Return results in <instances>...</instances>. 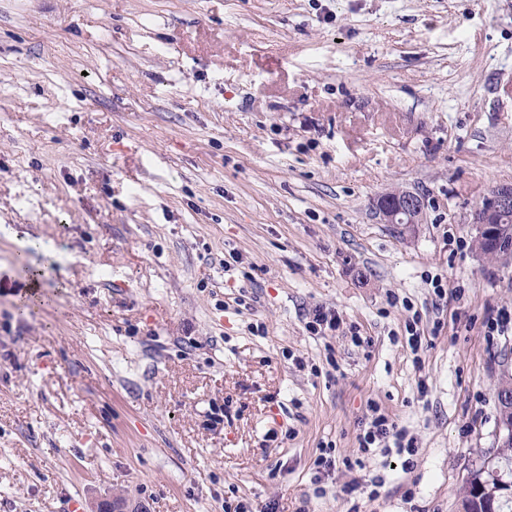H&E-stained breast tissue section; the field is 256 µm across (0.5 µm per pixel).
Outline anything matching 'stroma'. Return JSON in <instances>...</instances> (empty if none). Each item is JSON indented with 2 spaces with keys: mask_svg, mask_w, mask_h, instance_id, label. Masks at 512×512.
Instances as JSON below:
<instances>
[{
  "mask_svg": "<svg viewBox=\"0 0 512 512\" xmlns=\"http://www.w3.org/2000/svg\"><path fill=\"white\" fill-rule=\"evenodd\" d=\"M507 184L512 0H0V512H463ZM373 405L415 455L361 458ZM488 199L485 206H478L476 218L480 224H495L497 233L488 236L483 227L472 222L473 210L470 214V226L473 231V242L477 251L488 253H506L512 250V185H502L497 187L491 195L485 197ZM510 211V212H509ZM509 212V213H508ZM501 224L499 215L505 214ZM395 192L383 195L390 196ZM372 207L383 224H422L426 215L421 195L408 190L397 192L395 198L379 196ZM311 319V321L306 323V328L314 335L322 333V329L325 328L336 331L341 323L339 315L337 316L336 313H332L331 311L326 312L322 307H316L312 311Z\"/></svg>",
  "mask_w": 512,
  "mask_h": 512,
  "instance_id": "1",
  "label": "stroma"
}]
</instances>
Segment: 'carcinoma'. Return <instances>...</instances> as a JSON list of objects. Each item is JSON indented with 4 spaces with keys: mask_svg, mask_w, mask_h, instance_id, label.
<instances>
[{
    "mask_svg": "<svg viewBox=\"0 0 512 512\" xmlns=\"http://www.w3.org/2000/svg\"><path fill=\"white\" fill-rule=\"evenodd\" d=\"M474 232L475 249L488 253H506L512 250V212L497 225L493 236L476 223H470ZM512 393V378L502 380L497 390L499 419H512V403H504L502 396ZM464 512H512V443L497 453L483 458L478 468L471 472L464 489Z\"/></svg>",
    "mask_w": 512,
    "mask_h": 512,
    "instance_id": "obj_1",
    "label": "carcinoma"
}]
</instances>
